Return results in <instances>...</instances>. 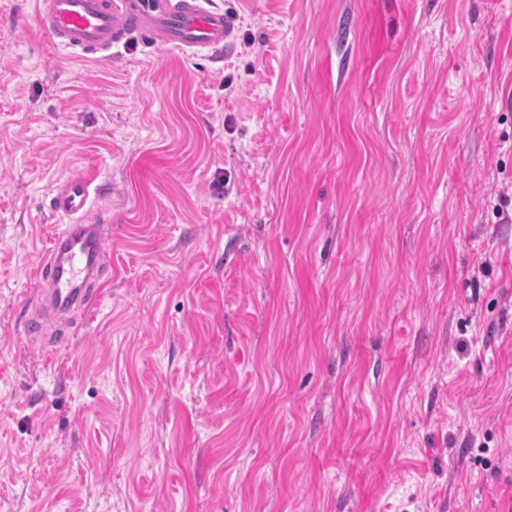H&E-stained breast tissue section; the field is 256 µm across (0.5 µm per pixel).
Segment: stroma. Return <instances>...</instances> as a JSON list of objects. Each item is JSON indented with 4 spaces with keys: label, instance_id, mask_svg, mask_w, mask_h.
<instances>
[{
    "label": "stroma",
    "instance_id": "35a3bbf8",
    "mask_svg": "<svg viewBox=\"0 0 512 512\" xmlns=\"http://www.w3.org/2000/svg\"><path fill=\"white\" fill-rule=\"evenodd\" d=\"M214 3L222 58L102 64L0 0V512H512V0ZM73 176L110 279L51 355ZM104 185L94 178L61 180L47 196L46 208L69 224H59L37 267L38 308L25 331L44 334L48 316L66 318L86 312L101 301L102 288L88 289L103 258V233L98 224H112V213L101 203Z\"/></svg>",
    "mask_w": 512,
    "mask_h": 512
}]
</instances>
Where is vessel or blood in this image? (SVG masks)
Segmentation results:
<instances>
[{
	"label": "vessel or blood",
	"mask_w": 512,
	"mask_h": 512,
	"mask_svg": "<svg viewBox=\"0 0 512 512\" xmlns=\"http://www.w3.org/2000/svg\"><path fill=\"white\" fill-rule=\"evenodd\" d=\"M37 20L56 46L82 58L107 60L114 47L137 39L149 48L220 50L234 31L232 19L212 0H36ZM103 184L90 177L61 180L46 207L61 217L37 267L38 308L28 335L43 334L47 317L65 318L97 305L90 289L103 258L102 225L112 213L102 203Z\"/></svg>",
	"instance_id": "b4317fda"
}]
</instances>
